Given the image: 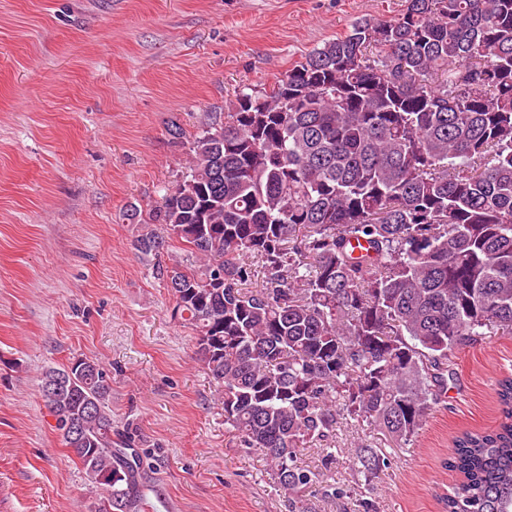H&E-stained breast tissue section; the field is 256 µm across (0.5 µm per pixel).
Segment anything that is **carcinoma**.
<instances>
[{"instance_id": "1", "label": "carcinoma", "mask_w": 512, "mask_h": 512, "mask_svg": "<svg viewBox=\"0 0 512 512\" xmlns=\"http://www.w3.org/2000/svg\"><path fill=\"white\" fill-rule=\"evenodd\" d=\"M126 216L184 244L154 274L224 389L227 433L309 512L308 444L345 418L408 440L447 390L451 352L512 329V0H404L354 22L271 92H239L161 201ZM165 237L132 247L157 256ZM254 259L265 277L249 290ZM111 392L87 358L41 377L53 430L104 493L95 512H145ZM496 395L498 425L453 441L444 512H512L511 375Z\"/></svg>"}]
</instances>
